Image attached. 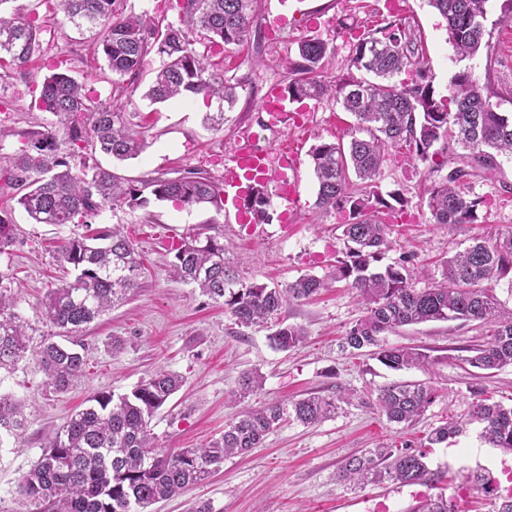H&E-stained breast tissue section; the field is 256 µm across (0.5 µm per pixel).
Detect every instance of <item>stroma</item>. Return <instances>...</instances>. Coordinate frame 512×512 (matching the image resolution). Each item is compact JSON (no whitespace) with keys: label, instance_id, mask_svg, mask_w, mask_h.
<instances>
[{"label":"stroma","instance_id":"35a3bbf8","mask_svg":"<svg viewBox=\"0 0 512 512\" xmlns=\"http://www.w3.org/2000/svg\"><path fill=\"white\" fill-rule=\"evenodd\" d=\"M488 18L495 27L490 54L457 60L448 42L445 19L428 0H405L401 11L390 10L387 0H293L288 23L273 27L267 0H258L256 20L247 42L226 46L214 57V68L238 82V100L223 131L203 122L208 105L202 97L186 96L150 104L143 94L158 56H149L132 91L121 102L136 109L145 129L147 146L123 162L119 171L130 178L173 171H196L222 176L224 163L241 132L255 133L260 145L300 144L296 167L299 198L295 205L273 200L271 219L239 224L212 207L188 208L170 201L148 207L105 209L91 223H30L15 210V242L0 255V286L17 293V310L34 341L55 335L42 318L39 304L46 289L57 286L64 272L56 260L62 238L93 235L96 229L122 225L144 262L140 286L123 305L87 325L85 373L66 393L50 391L35 353H28L11 371L0 372V389L24 404L25 431L20 439L0 445V512H26L19 499L23 475L42 454L48 434L62 426L76 409L95 394L122 395L160 370L179 373L181 389L153 416L150 429L158 447L196 448L218 438L224 425L240 409L237 394L243 375L257 371L263 389L251 397L252 406L300 399L312 394L337 398L334 415L315 425L288 420L271 431L243 456H229L206 480L151 506L150 512H189L193 503L206 501L213 512H418L427 500L443 497L454 512H494L490 500L475 490L458 492L460 476L448 466L453 451L471 458L474 466L498 471L504 454L489 447L481 427L467 418L474 391L512 406V366L486 373L460 363L462 349L483 344L486 336L473 321H434L383 333L390 347H415L431 358L422 369L394 372L383 366L371 349L342 350L341 339L362 316L363 307L345 283L333 284L308 301L284 303L278 314L283 324L302 326L307 336L295 347L276 348L269 328H239L224 308L180 283L173 274L171 243L200 233L219 237L228 257L237 260L238 275L247 283L284 288L301 275L325 277L346 251L342 226L347 213L323 212L315 206L317 184L310 157L312 145L345 138L353 123L335 100L293 103L303 113L304 127L287 131L266 125L261 103L274 86H285L288 61L305 37L326 41L331 49L326 76L331 81L361 78L350 63L356 37L370 30L402 22L418 30L423 42L422 63L437 94L448 91L451 77L472 69L488 89L498 111L512 113V24L502 22L512 0H489ZM70 66L92 94L108 100L112 85L99 77L104 67L90 40L71 28L55 32L53 40L31 61L29 78L0 85V154L18 147L15 133L42 121L34 105L36 82L53 66ZM497 171L489 178L468 177L470 194L489 203L484 218L474 224L433 223L426 206L429 182L423 165L414 164L406 149H390L379 179L381 192H399L402 212L390 218V249L382 264L408 261L417 277L416 288L443 278L448 256L473 239L512 232V157L496 158ZM125 345L113 351V338ZM416 381L436 391L434 403L411 428L387 422L376 407V395L393 381ZM352 394L340 401V391ZM463 422L459 434L441 445H428L427 435L448 420ZM409 443L423 449L438 480L404 484L387 481L355 487L338 478L342 462L377 443Z\"/></svg>","mask_w":512,"mask_h":512}]
</instances>
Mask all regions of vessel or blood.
I'll use <instances>...</instances> for the list:
<instances>
[{
    "label": "vessel or blood",
    "instance_id": "1",
    "mask_svg": "<svg viewBox=\"0 0 512 512\" xmlns=\"http://www.w3.org/2000/svg\"><path fill=\"white\" fill-rule=\"evenodd\" d=\"M281 99L280 91L275 89L263 104L271 124L276 126H285L298 119L296 113L281 107ZM296 162L293 146H281L277 154L272 155L256 147L253 134L242 133L224 166V188L233 194L235 221L252 223L253 218L246 212L242 200L255 188L270 191L272 196L282 201L295 202L297 184L288 177L287 172L295 168Z\"/></svg>",
    "mask_w": 512,
    "mask_h": 512
}]
</instances>
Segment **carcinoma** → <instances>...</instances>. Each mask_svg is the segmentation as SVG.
<instances>
[{
  "label": "carcinoma",
  "mask_w": 512,
  "mask_h": 512,
  "mask_svg": "<svg viewBox=\"0 0 512 512\" xmlns=\"http://www.w3.org/2000/svg\"><path fill=\"white\" fill-rule=\"evenodd\" d=\"M64 23L92 34L95 50L104 58L114 96L125 93L126 79H135L146 58L162 59L145 94L151 103L180 95L202 96L216 111L206 113L215 131L224 130L225 112L236 101L231 79L212 70L211 58L250 35L256 0H178L179 22L164 17L125 14L126 0H55ZM446 19L448 42L460 58L490 48L485 41L488 0H428ZM47 32L25 5L0 17V81L24 75L30 58L43 47ZM423 46L411 29L393 23L383 37L372 34L354 44L352 66L368 77L347 83L324 79L328 43L298 42V56L288 61L292 78L285 93L296 101L331 96L353 118L349 143L320 142L310 157L317 180L316 205L348 212L343 225L345 257L337 261L333 278L346 281L364 306L365 314L346 332L344 344L361 350L376 347L377 360L394 371L422 368L429 355L417 348L380 345V335L404 326L442 320L478 321L491 328V339L468 349L461 361L483 371L512 366V310L504 309L493 284L512 273V233L479 240L448 257L443 281L417 289L414 272L405 264L375 268L390 248L389 225L378 215L401 204L400 194L384 197L378 189L385 152L404 147L428 172L442 148L455 144L486 170L493 169L490 151L512 155V115L496 111L473 72L456 73L448 94H436L420 68ZM404 70L415 71L400 85L391 82ZM37 107L49 121L17 132L19 147L0 163V182L33 224H72L94 218L107 207L145 208L151 200L183 206L211 205L221 210L224 184L200 172L174 177L127 178L96 158L100 153L117 162L137 157L143 149L139 112L89 94L67 68L57 67L40 84ZM467 176L456 168L427 188V207L435 224H474L488 203L460 190ZM246 209L261 221L270 218V200L253 192ZM15 242L12 210L0 208V254ZM179 281L224 305L235 324L260 327L275 318L286 301H303L327 287L311 274L299 276L282 289L245 283L236 276L224 242L216 237H192L172 246ZM72 266L74 279L47 289L41 314L59 328L67 342L41 341L37 356L55 394L68 392L85 372L86 356L74 335L124 304L139 287L142 261L120 227H105L92 237H69L58 247ZM27 322L15 310V299L0 290V370H10L30 349ZM299 326L280 325L270 339L286 350L303 341ZM182 385L181 377L159 371L128 394H98L75 411L52 436L22 478L19 494L49 512H147V508L189 485L209 477L224 457L246 453L286 419L304 425L321 422L336 412V400L308 396L288 403L246 408L225 424L224 434L204 448L166 451L151 441L148 425L155 412ZM434 401V390L420 382L393 383L379 390L377 406L392 423L413 425ZM469 421L482 426V436L494 448L512 451V407L472 402ZM25 428L22 404L0 393V431L20 436ZM460 431L445 423L427 436L430 445L443 444ZM426 454L410 445L385 444L346 459L339 477L356 484L428 481Z\"/></svg>",
  "instance_id": "cac0c4a2"
}]
</instances>
